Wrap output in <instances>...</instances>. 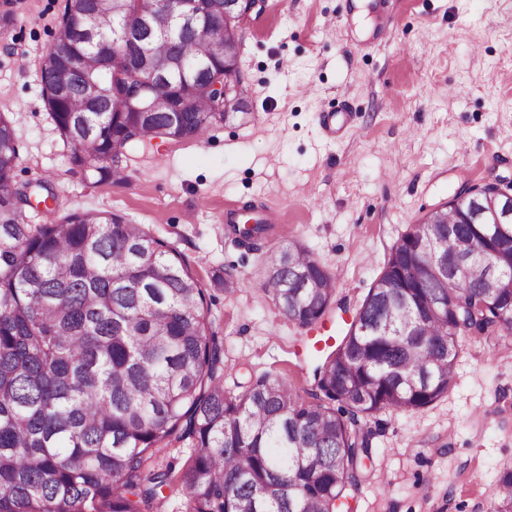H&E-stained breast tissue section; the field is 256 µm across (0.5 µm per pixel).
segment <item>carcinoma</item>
I'll list each match as a JSON object with an SVG mask.
<instances>
[{
    "label": "carcinoma",
    "mask_w": 512,
    "mask_h": 512,
    "mask_svg": "<svg viewBox=\"0 0 512 512\" xmlns=\"http://www.w3.org/2000/svg\"><path fill=\"white\" fill-rule=\"evenodd\" d=\"M66 0L39 73L46 108L70 145L71 170L121 177L127 148L200 139L224 123L213 86L247 106L236 22L224 0H194L197 21L164 35L133 30L139 49L169 62L158 80L113 62L127 18L155 0ZM224 46L219 55L216 49ZM14 121L0 113V512H144L168 474L146 462L175 432L195 448L181 480L184 512H340L371 459L364 419L415 411L448 395L462 336H512V295L491 297L485 268L434 278L429 266L486 232L449 203L435 224L410 226L314 370L301 398L261 375L224 388V349L209 332L205 285L184 257L121 215L61 217L49 179L15 181ZM45 204L47 220L27 213ZM267 225L242 231L254 249ZM262 288L300 328L335 303V276L300 243L270 254ZM489 512H512V471Z\"/></svg>",
    "instance_id": "obj_1"
}]
</instances>
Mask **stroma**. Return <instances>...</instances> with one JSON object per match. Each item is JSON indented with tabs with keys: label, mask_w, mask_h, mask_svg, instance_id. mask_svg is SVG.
Instances as JSON below:
<instances>
[{
	"label": "stroma",
	"mask_w": 512,
	"mask_h": 512,
	"mask_svg": "<svg viewBox=\"0 0 512 512\" xmlns=\"http://www.w3.org/2000/svg\"><path fill=\"white\" fill-rule=\"evenodd\" d=\"M64 5L0 0L15 17L0 35V112L15 122L16 179L53 173L58 213H119L174 246L208 289L227 389L268 373L307 396L315 341L339 336L409 225L461 184H512V0H266L241 30L249 117L134 152L122 180L97 184L71 172L37 77ZM327 109L351 110L350 127L326 135ZM248 202L281 214L254 251L224 224ZM292 242L335 275L342 303L304 330L260 279ZM227 271L231 293L214 285ZM366 423L372 461L350 512H486L512 469V336L467 339L447 396ZM192 453L176 433L152 457L174 476L149 512H182Z\"/></svg>",
	"instance_id": "1"
}]
</instances>
